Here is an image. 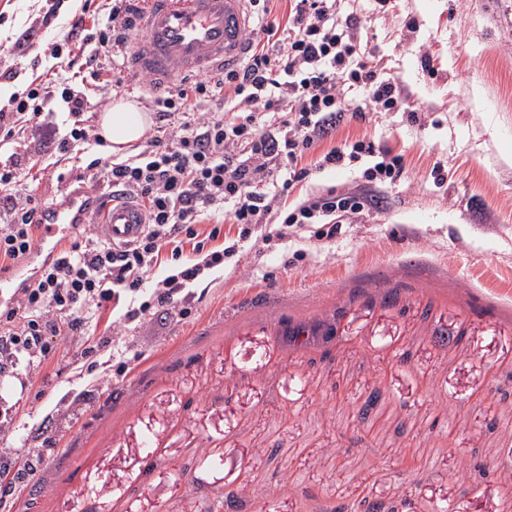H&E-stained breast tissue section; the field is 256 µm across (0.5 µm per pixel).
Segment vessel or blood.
Returning a JSON list of instances; mask_svg holds the SVG:
<instances>
[{
  "label": "vessel or blood",
  "instance_id": "vessel-or-blood-1",
  "mask_svg": "<svg viewBox=\"0 0 512 512\" xmlns=\"http://www.w3.org/2000/svg\"><path fill=\"white\" fill-rule=\"evenodd\" d=\"M250 24L249 0H145L142 34L126 51L128 67L148 76L156 90L203 68L238 69L249 50ZM92 210L101 214L112 243L128 244L139 236L141 214L134 202L96 191L41 203L35 214L38 247L22 266L0 271V305L12 304L16 289L40 274L43 255L55 254Z\"/></svg>",
  "mask_w": 512,
  "mask_h": 512
}]
</instances>
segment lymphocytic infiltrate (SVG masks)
Masks as SVG:
<instances>
[{"instance_id": "1", "label": "lymphocytic infiltrate", "mask_w": 512, "mask_h": 512, "mask_svg": "<svg viewBox=\"0 0 512 512\" xmlns=\"http://www.w3.org/2000/svg\"><path fill=\"white\" fill-rule=\"evenodd\" d=\"M286 24L270 21V0H250L261 20V34L250 38L243 65L231 72H209L193 86L172 84L149 91L139 75L102 77L100 56L121 63L132 39L131 13L140 0H103L97 15L98 38H91L84 14L73 15L68 30L49 46L65 81L37 84L12 95L0 108V142L41 130L48 105L67 115L68 134L58 144L73 159V179L82 188L111 186L119 197L135 201L145 215L142 236L113 245L100 217L78 225L76 239L25 288L12 306L0 310V376L13 375L21 358L34 370L50 364L58 343L85 344L90 318L111 310L112 354L119 369L133 345L121 325L140 323L163 310L180 318L192 313L194 290L212 271L236 257L244 243L282 245L293 226L315 225L316 240L335 238L342 225L358 223L367 206L362 194L328 189L325 194L283 205L290 190L314 172L341 169L364 158L368 182L397 180L401 156L362 137L303 164L306 152L341 123L365 121L372 112L401 107V91L378 60H367L351 19L342 17L338 0H289ZM102 83L104 98L134 85L159 120L169 122L166 139L151 138L146 149L124 161L93 156L102 140L88 125L90 100L85 79ZM358 91L363 105L347 108L346 96ZM224 109L208 112L210 99ZM89 163H82V156ZM16 168L0 167V204L8 219L0 225V269L21 263L33 250L37 205L18 189ZM238 228L230 245H220L221 226ZM210 221L208 235L196 226ZM45 459L29 453L23 467L0 458V503L11 500L39 475Z\"/></svg>"}]
</instances>
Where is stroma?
<instances>
[{
    "mask_svg": "<svg viewBox=\"0 0 512 512\" xmlns=\"http://www.w3.org/2000/svg\"><path fill=\"white\" fill-rule=\"evenodd\" d=\"M41 6L0 0V107L53 76ZM339 10L405 108L342 123L303 162L366 136L402 155L401 178L368 183L360 161L291 190L359 187L369 211L330 240L295 226L284 248L246 246L190 317L137 330L124 373L104 312L93 360L62 343L54 367L1 380L0 457L23 461L36 422L52 453L0 512H205L228 491L234 512H512V0ZM42 141L0 148L39 202L66 189ZM97 376L108 392L48 419Z\"/></svg>",
    "mask_w": 512,
    "mask_h": 512,
    "instance_id": "1",
    "label": "stroma"
}]
</instances>
